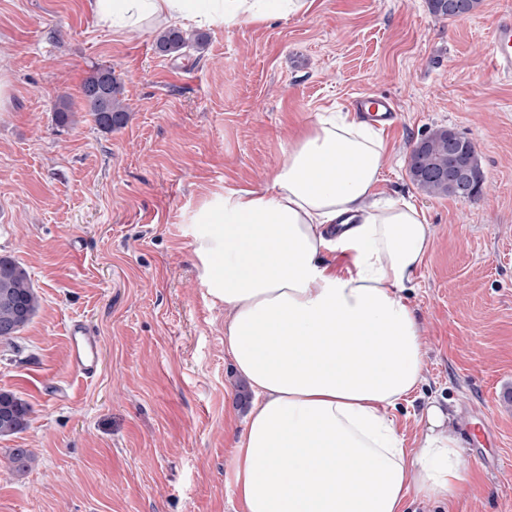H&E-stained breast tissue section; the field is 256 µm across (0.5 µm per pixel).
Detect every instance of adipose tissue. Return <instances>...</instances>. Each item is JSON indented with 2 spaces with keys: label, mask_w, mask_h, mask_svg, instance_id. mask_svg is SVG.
I'll return each instance as SVG.
<instances>
[{
  "label": "adipose tissue",
  "mask_w": 512,
  "mask_h": 512,
  "mask_svg": "<svg viewBox=\"0 0 512 512\" xmlns=\"http://www.w3.org/2000/svg\"><path fill=\"white\" fill-rule=\"evenodd\" d=\"M313 0H87L123 31L231 29ZM386 142L357 112H321L265 186L204 209L198 249L223 301L224 347L253 399L233 452L240 512H404L461 492V441L438 404L418 448L390 413L416 392L422 317L411 291L434 228L380 189Z\"/></svg>",
  "instance_id": "obj_1"
}]
</instances>
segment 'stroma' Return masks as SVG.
<instances>
[{"mask_svg":"<svg viewBox=\"0 0 512 512\" xmlns=\"http://www.w3.org/2000/svg\"><path fill=\"white\" fill-rule=\"evenodd\" d=\"M512 0L456 20L426 0H315L310 13L207 29L203 49L155 52L157 28L117 35L85 0H0V254L41 307L0 343V390L32 408L0 437V512H239L233 447L251 399L224 350V304L203 280L195 221L231 187L261 186L292 135L359 94L399 114L385 193L416 203L434 239L410 301L423 382L392 414L405 447L434 401L454 419L470 482L453 512H512V79L489 44ZM111 69L129 117L106 133L82 100ZM74 121L61 126V99ZM446 127L473 141V198H435L410 154ZM99 334V378L70 366L66 330ZM35 455L23 474L7 454Z\"/></svg>","mask_w":512,"mask_h":512,"instance_id":"stroma-1","label":"stroma"}]
</instances>
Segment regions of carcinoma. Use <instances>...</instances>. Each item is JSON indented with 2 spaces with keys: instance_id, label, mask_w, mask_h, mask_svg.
I'll return each instance as SVG.
<instances>
[{
  "instance_id": "obj_1",
  "label": "carcinoma",
  "mask_w": 512,
  "mask_h": 512,
  "mask_svg": "<svg viewBox=\"0 0 512 512\" xmlns=\"http://www.w3.org/2000/svg\"><path fill=\"white\" fill-rule=\"evenodd\" d=\"M480 0H428L430 12L440 18L456 19L473 12ZM203 33L188 34L179 28H166L155 41L156 52L163 56L180 53L191 44L205 45ZM84 99L96 126L110 132L123 127L128 114L121 99L122 89L110 69H96L82 87ZM448 170V130L437 129L413 149L408 174L425 194L433 197H461L462 189L445 178L433 175L435 170ZM466 180L473 184L472 195H478L484 184L479 160L466 169ZM40 307V297L24 265L15 257L0 255V342H10L33 319ZM30 405L11 391L0 392V437H9L26 429L30 423ZM8 461L17 472L28 468L31 453L26 448H11Z\"/></svg>"
}]
</instances>
